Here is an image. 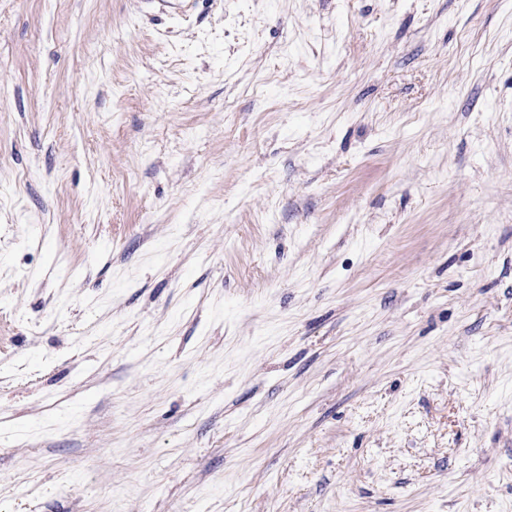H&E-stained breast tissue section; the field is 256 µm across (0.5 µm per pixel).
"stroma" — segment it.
<instances>
[{
  "label": "stroma",
  "instance_id": "obj_1",
  "mask_svg": "<svg viewBox=\"0 0 512 512\" xmlns=\"http://www.w3.org/2000/svg\"><path fill=\"white\" fill-rule=\"evenodd\" d=\"M0 512H512V0H0Z\"/></svg>",
  "mask_w": 512,
  "mask_h": 512
}]
</instances>
